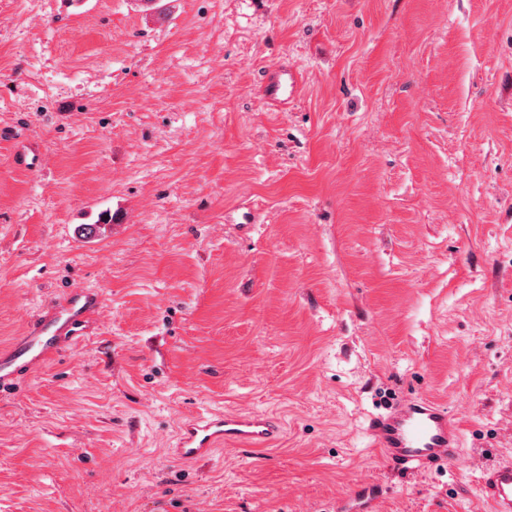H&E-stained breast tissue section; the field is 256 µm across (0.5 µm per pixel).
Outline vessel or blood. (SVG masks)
<instances>
[{
	"label": "vessel or blood",
	"instance_id": "b4317fda",
	"mask_svg": "<svg viewBox=\"0 0 512 512\" xmlns=\"http://www.w3.org/2000/svg\"><path fill=\"white\" fill-rule=\"evenodd\" d=\"M297 89L294 72L285 66L268 72L261 83L262 100L271 106L292 98ZM102 295L85 290L48 306L8 348L0 349V391L22 375L43 367L48 357L61 353L88 332V316L101 308ZM280 432L276 421L264 415L210 414L183 423L174 450L182 460L208 458L225 442L260 446ZM367 432L391 469L428 471L457 459L460 437L447 410L427 400L399 404L370 418ZM481 493L492 512H512V463L485 469Z\"/></svg>",
	"mask_w": 512,
	"mask_h": 512
}]
</instances>
